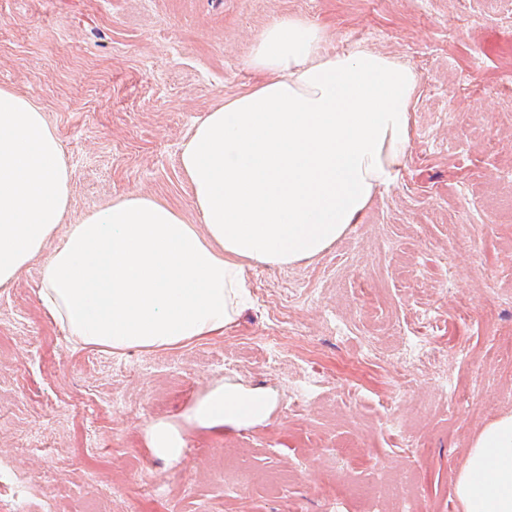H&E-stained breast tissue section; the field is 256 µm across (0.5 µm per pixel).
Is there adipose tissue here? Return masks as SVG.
Returning <instances> with one entry per match:
<instances>
[{"label":"adipose tissue","mask_w":512,"mask_h":512,"mask_svg":"<svg viewBox=\"0 0 512 512\" xmlns=\"http://www.w3.org/2000/svg\"><path fill=\"white\" fill-rule=\"evenodd\" d=\"M326 37L301 16L269 24L247 59L256 83L190 131L179 161L201 225L138 195L70 225L39 289L69 336L121 354L223 335L249 300L253 266L320 256L396 182L421 79L371 49L326 52ZM68 203L69 173L42 108L0 88V286L42 253ZM277 401L263 386L215 384L181 422L151 424L147 446L181 465L185 427H252ZM454 495L461 512H512V413L473 440Z\"/></svg>","instance_id":"1"}]
</instances>
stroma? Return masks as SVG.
Wrapping results in <instances>:
<instances>
[{"mask_svg": "<svg viewBox=\"0 0 512 512\" xmlns=\"http://www.w3.org/2000/svg\"><path fill=\"white\" fill-rule=\"evenodd\" d=\"M325 27L421 87L398 180L321 256L250 273L223 335L161 350L75 344L40 304L41 260L0 286V503L23 512H460L453 483L512 412V0H0V87L61 143L58 233L122 195L200 224L189 129L256 82L274 19ZM265 386L262 424L186 429L184 463L145 430L215 383Z\"/></svg>", "mask_w": 512, "mask_h": 512, "instance_id": "35a3bbf8", "label": "stroma"}]
</instances>
